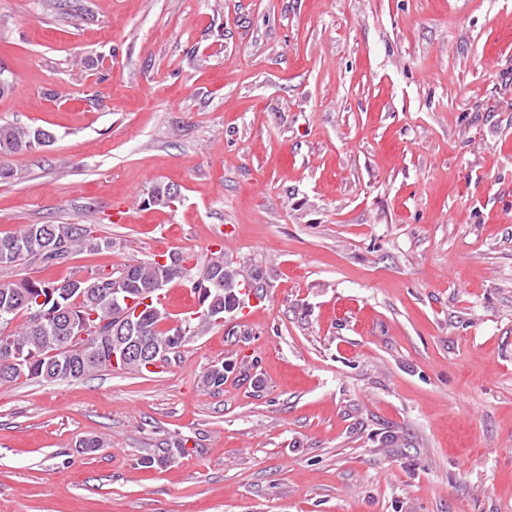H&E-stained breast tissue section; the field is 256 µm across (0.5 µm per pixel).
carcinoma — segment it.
<instances>
[{"instance_id": "obj_1", "label": "carcinoma", "mask_w": 512, "mask_h": 512, "mask_svg": "<svg viewBox=\"0 0 512 512\" xmlns=\"http://www.w3.org/2000/svg\"><path fill=\"white\" fill-rule=\"evenodd\" d=\"M54 135L41 126L0 125V156H15L47 146ZM112 245L92 235L89 227L79 224H27L11 235L0 237V267L15 266L35 259L46 266L62 264L74 254L95 252ZM166 264L157 258L125 264L111 270H94L78 278L64 281L24 280L0 283V330L13 325L22 315L25 321L16 326L0 344V384L16 381L9 374L11 361L23 363L24 377L47 382L73 381L87 375L112 370V329L124 315L135 310L142 300L152 297L151 312L143 325V335L159 345H169L164 361L179 356L189 336H197L214 325L215 318L191 317L181 324L169 326L170 318L158 304V293L174 280L189 276L186 264L192 257L173 252ZM262 273L254 269L250 281L224 261V250L211 253L200 275L190 280L197 293L199 310L211 307L220 312L240 295L241 285L263 287ZM120 288L132 300L117 306L112 290ZM44 298V315L36 322L30 316L29 304ZM180 336L176 343L169 337Z\"/></svg>"}]
</instances>
